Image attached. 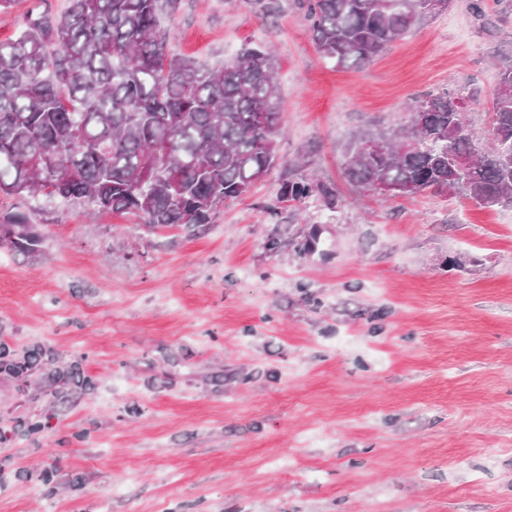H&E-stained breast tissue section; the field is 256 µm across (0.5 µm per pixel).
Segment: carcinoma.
Returning <instances> with one entry per match:
<instances>
[{
	"mask_svg": "<svg viewBox=\"0 0 512 512\" xmlns=\"http://www.w3.org/2000/svg\"><path fill=\"white\" fill-rule=\"evenodd\" d=\"M24 14V30L0 43V196L43 190L99 213L133 215L148 226L200 228L246 194L278 158L276 67L264 45L217 70L170 53L161 28L177 0H69L55 15ZM322 58L362 67L432 17L429 0H306ZM491 125L512 138V61L490 94ZM466 97L443 91L417 99L407 123L364 129L349 146V181L379 182L413 197L452 190L482 207L512 200V159L463 124ZM469 157L458 170L448 156ZM161 172L138 188L140 169ZM322 191L291 180L281 198ZM0 243L33 255L40 233L29 215L0 210Z\"/></svg>",
	"mask_w": 512,
	"mask_h": 512,
	"instance_id": "carcinoma-1",
	"label": "carcinoma"
}]
</instances>
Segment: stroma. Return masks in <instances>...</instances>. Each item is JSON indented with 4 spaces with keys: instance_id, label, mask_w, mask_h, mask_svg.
I'll use <instances>...</instances> for the list:
<instances>
[{
    "instance_id": "1",
    "label": "stroma",
    "mask_w": 512,
    "mask_h": 512,
    "mask_svg": "<svg viewBox=\"0 0 512 512\" xmlns=\"http://www.w3.org/2000/svg\"><path fill=\"white\" fill-rule=\"evenodd\" d=\"M486 12L451 0L339 69L297 0H178L173 54L216 69L272 46L280 162L195 231L0 198L43 237L0 245V341L43 362L0 374V512H512V208L344 175L355 133L447 88L484 133L512 0ZM300 177L321 194L281 200ZM55 363L86 383L52 415Z\"/></svg>"
}]
</instances>
